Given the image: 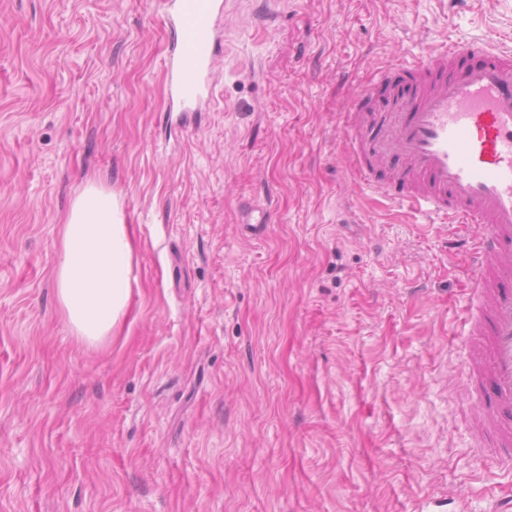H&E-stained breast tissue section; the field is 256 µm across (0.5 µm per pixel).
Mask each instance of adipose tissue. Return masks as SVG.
Here are the masks:
<instances>
[{
    "instance_id": "adipose-tissue-1",
    "label": "adipose tissue",
    "mask_w": 512,
    "mask_h": 512,
    "mask_svg": "<svg viewBox=\"0 0 512 512\" xmlns=\"http://www.w3.org/2000/svg\"><path fill=\"white\" fill-rule=\"evenodd\" d=\"M57 297L73 332L88 343L111 336L131 296V228L111 189L87 183L60 232Z\"/></svg>"
}]
</instances>
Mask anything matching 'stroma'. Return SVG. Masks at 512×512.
<instances>
[{"label":"stroma","instance_id":"obj_1","mask_svg":"<svg viewBox=\"0 0 512 512\" xmlns=\"http://www.w3.org/2000/svg\"><path fill=\"white\" fill-rule=\"evenodd\" d=\"M162 0H0V512H490L452 226L351 179L380 69L512 49V0H228L173 112ZM132 297L78 341L61 226L88 180ZM264 212L252 224L248 209Z\"/></svg>","mask_w":512,"mask_h":512}]
</instances>
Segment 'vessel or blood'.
<instances>
[{
    "label": "vessel or blood",
    "instance_id": "b4317fda",
    "mask_svg": "<svg viewBox=\"0 0 512 512\" xmlns=\"http://www.w3.org/2000/svg\"><path fill=\"white\" fill-rule=\"evenodd\" d=\"M223 12V0H166L172 45L164 79L177 111L213 97ZM378 81L388 86V110L371 125L352 117L351 169L375 194L476 228L473 240L448 243L467 256L478 301L464 342L470 381L490 407L476 429L492 462H512V50L455 42L419 63L384 69ZM387 160L394 175L379 178L376 165Z\"/></svg>",
    "mask_w": 512,
    "mask_h": 512
}]
</instances>
